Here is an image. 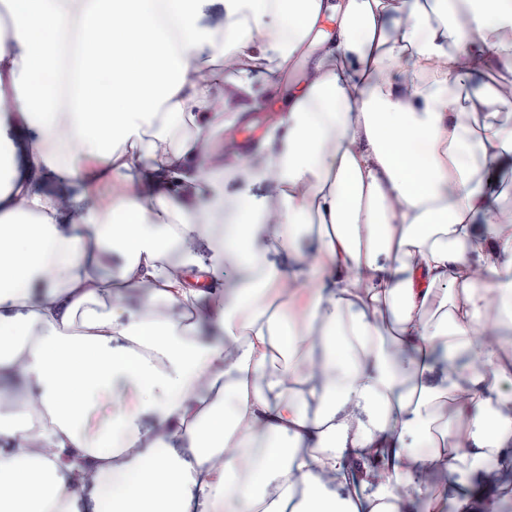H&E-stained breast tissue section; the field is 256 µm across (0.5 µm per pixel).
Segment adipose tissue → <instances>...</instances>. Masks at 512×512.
Instances as JSON below:
<instances>
[{
	"mask_svg": "<svg viewBox=\"0 0 512 512\" xmlns=\"http://www.w3.org/2000/svg\"><path fill=\"white\" fill-rule=\"evenodd\" d=\"M203 2L11 0L0 26V370L28 385L0 512H484L472 477L512 461V123L466 88L512 104V0H223L220 28ZM308 40L278 149L204 166L225 102ZM92 183L126 192L102 211Z\"/></svg>",
	"mask_w": 512,
	"mask_h": 512,
	"instance_id": "adipose-tissue-1",
	"label": "adipose tissue"
}]
</instances>
